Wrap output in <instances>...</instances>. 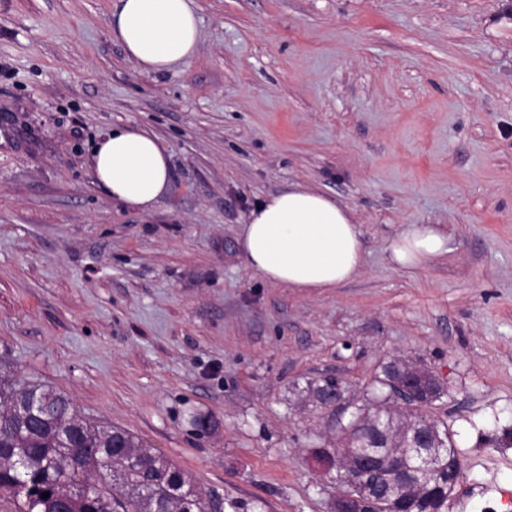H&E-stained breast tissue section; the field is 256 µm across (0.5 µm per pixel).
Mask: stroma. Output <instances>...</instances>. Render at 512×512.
Returning a JSON list of instances; mask_svg holds the SVG:
<instances>
[{
	"label": "stroma",
	"mask_w": 512,
	"mask_h": 512,
	"mask_svg": "<svg viewBox=\"0 0 512 512\" xmlns=\"http://www.w3.org/2000/svg\"><path fill=\"white\" fill-rule=\"evenodd\" d=\"M117 0H0V357L122 427L239 512H331L334 442L308 382L361 400L381 363L447 382L448 512H512V0H194L196 55L145 73ZM154 133L146 211L97 185L95 143ZM301 184L353 212L342 287L265 281L238 237ZM409 224L447 253L393 264ZM201 413L212 428L189 422Z\"/></svg>",
	"instance_id": "stroma-1"
}]
</instances>
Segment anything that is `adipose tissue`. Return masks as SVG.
<instances>
[{"label": "adipose tissue", "mask_w": 512, "mask_h": 512, "mask_svg": "<svg viewBox=\"0 0 512 512\" xmlns=\"http://www.w3.org/2000/svg\"><path fill=\"white\" fill-rule=\"evenodd\" d=\"M109 25L141 71L162 73L194 57L200 20L194 0H118ZM99 187L126 206L149 209L170 181V157L142 128H116L92 150ZM435 225L410 224L390 245L393 262L423 266L447 250ZM246 263L274 284L330 290L361 270L363 235L349 207L327 194L296 185L254 208L239 237Z\"/></svg>", "instance_id": "obj_1"}]
</instances>
